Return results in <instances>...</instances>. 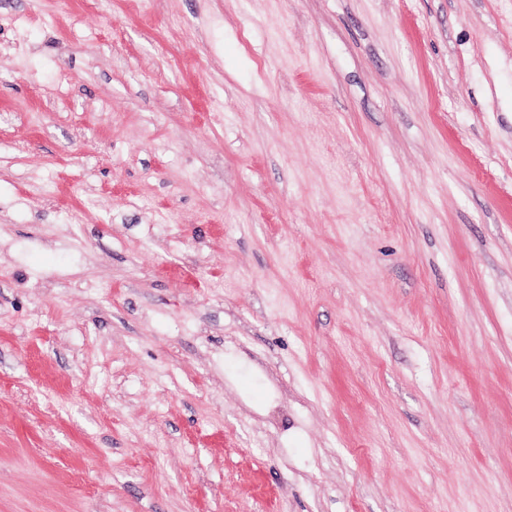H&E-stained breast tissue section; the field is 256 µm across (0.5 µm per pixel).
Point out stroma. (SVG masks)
<instances>
[{
  "label": "stroma",
  "instance_id": "obj_1",
  "mask_svg": "<svg viewBox=\"0 0 512 512\" xmlns=\"http://www.w3.org/2000/svg\"><path fill=\"white\" fill-rule=\"evenodd\" d=\"M0 512H512V0H0Z\"/></svg>",
  "mask_w": 512,
  "mask_h": 512
}]
</instances>
